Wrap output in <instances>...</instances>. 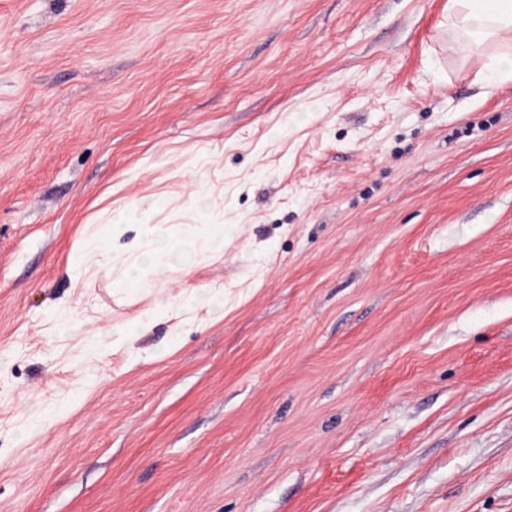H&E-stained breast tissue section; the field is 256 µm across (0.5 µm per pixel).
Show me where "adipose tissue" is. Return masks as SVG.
Masks as SVG:
<instances>
[{"mask_svg": "<svg viewBox=\"0 0 512 512\" xmlns=\"http://www.w3.org/2000/svg\"><path fill=\"white\" fill-rule=\"evenodd\" d=\"M449 44L482 58L477 80L486 88L512 83V0H448L441 24ZM121 225L100 231L73 262L71 274L85 284L109 273L113 284L128 287L129 268L115 260L110 241Z\"/></svg>", "mask_w": 512, "mask_h": 512, "instance_id": "adipose-tissue-1", "label": "adipose tissue"}]
</instances>
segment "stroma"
Here are the masks:
<instances>
[{"instance_id":"stroma-1","label":"stroma","mask_w":512,"mask_h":512,"mask_svg":"<svg viewBox=\"0 0 512 512\" xmlns=\"http://www.w3.org/2000/svg\"><path fill=\"white\" fill-rule=\"evenodd\" d=\"M446 3L0 0V512H512V85ZM117 215L167 277L74 283ZM190 311H175L173 305L168 299L159 298L150 314L145 318L138 320L137 324L121 325L112 328V348H124L126 355V365L131 367L141 360V353L134 348L133 339L138 336L140 326H146L155 320H167L172 317H178L183 314H189Z\"/></svg>"}]
</instances>
